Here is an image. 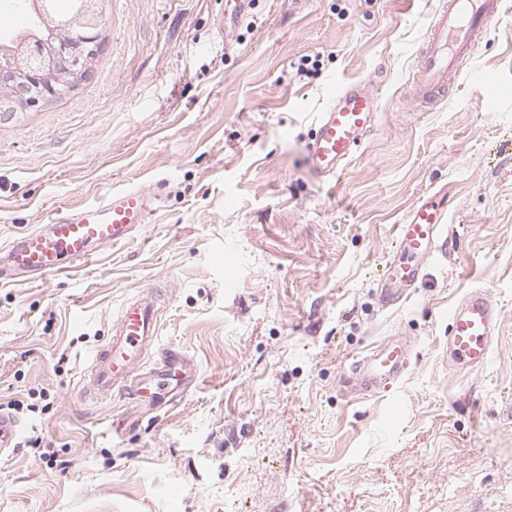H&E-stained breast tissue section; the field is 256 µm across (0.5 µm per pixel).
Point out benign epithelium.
I'll return each mask as SVG.
<instances>
[{
  "label": "benign epithelium",
  "mask_w": 512,
  "mask_h": 512,
  "mask_svg": "<svg viewBox=\"0 0 512 512\" xmlns=\"http://www.w3.org/2000/svg\"><path fill=\"white\" fill-rule=\"evenodd\" d=\"M101 34L82 27L70 29L64 39L25 38L18 50L0 48V85L8 86L14 102L30 109L59 94L61 85H73L88 76L91 61L101 57Z\"/></svg>",
  "instance_id": "obj_1"
}]
</instances>
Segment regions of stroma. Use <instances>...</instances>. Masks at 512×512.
<instances>
[{
  "label": "stroma",
  "mask_w": 512,
  "mask_h": 512,
  "mask_svg": "<svg viewBox=\"0 0 512 512\" xmlns=\"http://www.w3.org/2000/svg\"><path fill=\"white\" fill-rule=\"evenodd\" d=\"M107 0L105 47L69 93L0 116V244L60 206L141 187L159 209L68 277L0 284V512H512V0L433 108L407 103L435 0ZM319 68L298 76L301 56ZM496 77L500 100L485 111ZM381 112L347 171L315 182L313 118L334 81ZM448 195V238L381 310L395 226ZM161 287L159 345L196 365L168 405L110 436L121 395L83 375L120 303ZM485 289L501 312L483 369L448 363L441 313ZM414 344L399 382L339 391L382 342ZM19 422L10 414L0 412V454L16 448L14 440L19 433Z\"/></svg>",
  "instance_id": "1"
}]
</instances>
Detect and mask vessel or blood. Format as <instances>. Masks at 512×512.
I'll use <instances>...</instances> for the list:
<instances>
[{"mask_svg":"<svg viewBox=\"0 0 512 512\" xmlns=\"http://www.w3.org/2000/svg\"><path fill=\"white\" fill-rule=\"evenodd\" d=\"M502 0H438L434 17L417 52L412 97L437 102L459 76L463 60L495 27ZM380 101L364 83H333L326 105L317 112L307 144L312 178L328 182L341 176L378 119ZM159 200L141 188L113 191L92 205L65 206L40 227L17 234L0 247V280L41 282L65 275L134 239ZM448 210L437 195L416 203L395 230L401 249L377 288L381 308H391L417 286L427 264L441 248ZM162 290L150 289L123 302L107 341L91 356L84 395L102 401L119 393L131 408L160 406L165 383L173 377L193 381L196 370L180 352L158 345V307ZM448 360L460 370L483 368L500 335V314L487 291L474 289L448 313ZM157 359L145 367L149 348ZM411 345L404 339L378 346L354 363L344 385L370 395L399 381L408 371ZM18 421L0 412V454L14 448Z\"/></svg>","mask_w":512,"mask_h":512,"instance_id":"obj_1","label":"vessel or blood"}]
</instances>
